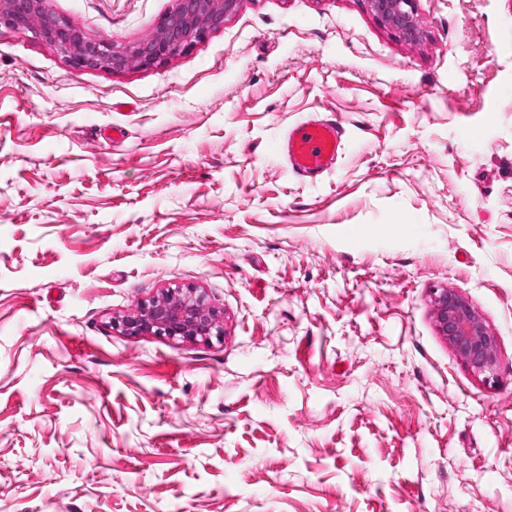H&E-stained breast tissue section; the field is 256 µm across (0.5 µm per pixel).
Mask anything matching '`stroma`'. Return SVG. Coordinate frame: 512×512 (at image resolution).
I'll use <instances>...</instances> for the list:
<instances>
[{
  "label": "stroma",
  "instance_id": "obj_1",
  "mask_svg": "<svg viewBox=\"0 0 512 512\" xmlns=\"http://www.w3.org/2000/svg\"><path fill=\"white\" fill-rule=\"evenodd\" d=\"M48 4L127 48L175 0ZM413 17L238 0L121 71L0 27V512H512V0ZM316 117L346 142L303 180ZM165 288L222 341L113 329ZM343 128L334 120H310L294 127L288 135L287 161L302 177L328 171L344 142ZM431 302L438 330L447 337L457 356L486 378H494L498 366V342L480 314L464 298L447 288L436 289Z\"/></svg>",
  "mask_w": 512,
  "mask_h": 512
}]
</instances>
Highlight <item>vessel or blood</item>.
<instances>
[{
  "mask_svg": "<svg viewBox=\"0 0 512 512\" xmlns=\"http://www.w3.org/2000/svg\"><path fill=\"white\" fill-rule=\"evenodd\" d=\"M344 142L342 127L333 120H310L288 135L287 161L293 173L312 177L328 171Z\"/></svg>",
  "mask_w": 512,
  "mask_h": 512,
  "instance_id": "vessel-or-blood-1",
  "label": "vessel or blood"
}]
</instances>
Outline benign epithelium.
I'll use <instances>...</instances> for the list:
<instances>
[{
	"mask_svg": "<svg viewBox=\"0 0 512 512\" xmlns=\"http://www.w3.org/2000/svg\"><path fill=\"white\" fill-rule=\"evenodd\" d=\"M413 2L368 0L382 21L407 37L414 33ZM236 4L237 0H177L176 8L149 38L122 51L109 40L84 38L65 17L48 9L46 0H0V26L21 29L55 45L76 70L118 71L129 66L152 67L188 51L208 31L223 25ZM432 311L439 332L457 356L478 373L495 377L498 342L480 314L446 288L433 292ZM112 327L129 336L150 333L186 341H209L224 335L216 310L206 295L194 288L165 289L142 302L133 314L112 321Z\"/></svg>",
	"mask_w": 512,
	"mask_h": 512,
	"instance_id": "benign-epithelium-1",
	"label": "benign epithelium"
}]
</instances>
